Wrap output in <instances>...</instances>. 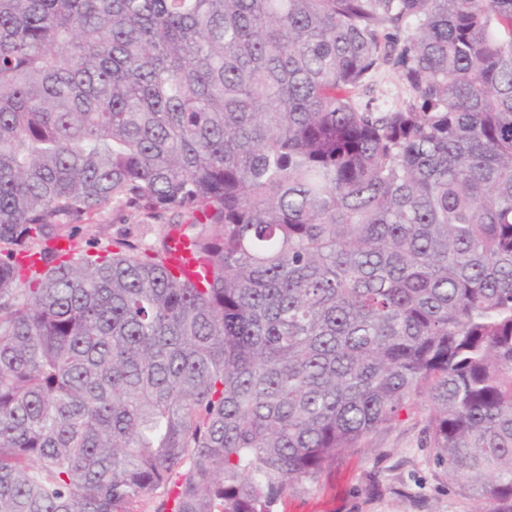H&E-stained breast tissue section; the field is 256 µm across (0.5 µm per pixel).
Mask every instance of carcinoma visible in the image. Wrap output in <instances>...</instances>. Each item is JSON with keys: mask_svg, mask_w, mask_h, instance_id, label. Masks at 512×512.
<instances>
[{"mask_svg": "<svg viewBox=\"0 0 512 512\" xmlns=\"http://www.w3.org/2000/svg\"><path fill=\"white\" fill-rule=\"evenodd\" d=\"M421 400L512 512V0H0V512H275ZM373 80L371 95L376 97L377 103L382 109L394 108L408 96L398 73L390 67L381 68ZM171 216L169 213L157 219L146 218L137 209L120 212L106 208L98 217V224L81 225L75 228L73 245L80 250L95 254L99 249L116 251L119 242L136 243L152 254L163 238ZM186 244V238L175 236L174 242L171 243L173 249L168 254V261L173 266L186 265L187 267L190 268L189 271L192 272V274L198 275L200 273L198 271V268H196L197 264L193 260L190 251L186 248Z\"/></svg>", "mask_w": 512, "mask_h": 512, "instance_id": "carcinoma-1", "label": "carcinoma"}]
</instances>
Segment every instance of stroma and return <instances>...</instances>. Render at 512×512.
<instances>
[{"label": "stroma", "instance_id": "35a3bbf8", "mask_svg": "<svg viewBox=\"0 0 512 512\" xmlns=\"http://www.w3.org/2000/svg\"><path fill=\"white\" fill-rule=\"evenodd\" d=\"M168 216L146 218L137 209H105L97 223L79 226L73 244L96 253L129 241L157 247ZM425 407L402 411L388 428L344 453L318 481L289 496L280 512H476L477 502L448 483L424 441Z\"/></svg>", "mask_w": 512, "mask_h": 512}]
</instances>
